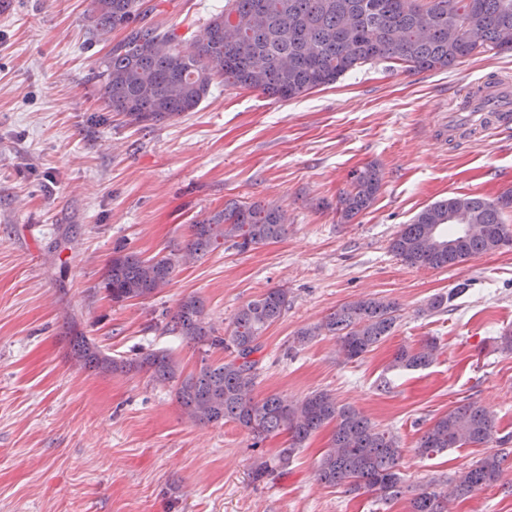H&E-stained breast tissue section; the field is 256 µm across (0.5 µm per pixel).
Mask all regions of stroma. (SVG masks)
Masks as SVG:
<instances>
[{
	"label": "stroma",
	"instance_id": "obj_1",
	"mask_svg": "<svg viewBox=\"0 0 512 512\" xmlns=\"http://www.w3.org/2000/svg\"><path fill=\"white\" fill-rule=\"evenodd\" d=\"M148 24L189 36L224 0H144ZM90 0H10L0 12V512H408L318 482L331 427L314 433L287 470L252 479L256 441L239 425L186 418L176 383L145 373L100 374L72 358L73 331L115 358L165 350L183 374L226 359L163 327L183 296L229 331L237 310L271 288L288 309L262 339L255 398L325 391L403 450L406 485L448 479L485 454L512 452V247L455 267L403 264L392 237L451 195L496 199L512 189V132L443 128L448 101L487 77L512 79V52L488 50L445 70L409 73L376 61L290 100L215 79L194 111L149 127L108 108L93 71L126 33L95 36ZM376 164L372 205L351 222L336 208L352 174ZM274 204L283 237L241 252L232 242L176 268L146 300L112 303L100 283L116 243L142 258L182 248L192 224L225 205ZM455 292L451 310L427 301ZM386 298L392 334L349 361L332 336L294 346L301 328L336 306ZM435 339L430 366L394 370L399 347ZM469 400L497 418L481 447L416 454L433 420ZM452 512H512V456L500 481Z\"/></svg>",
	"mask_w": 512,
	"mask_h": 512
}]
</instances>
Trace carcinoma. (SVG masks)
Here are the masks:
<instances>
[{"mask_svg": "<svg viewBox=\"0 0 512 512\" xmlns=\"http://www.w3.org/2000/svg\"><path fill=\"white\" fill-rule=\"evenodd\" d=\"M401 0H226L224 10L192 33L193 49L171 32L139 26L143 0H91L89 20L100 35L129 30L101 62L95 78L114 112L130 121L153 125L194 111L217 77L293 99L335 84L367 63L394 61L414 71L445 70L488 48L512 52V0H417L409 9ZM382 182L369 165L354 175V189L340 200L337 213L348 222L374 201ZM462 209L476 225L469 234L448 236V211ZM286 214L273 205H233L191 225L184 249L161 258L143 259L118 246L102 278L112 302L147 299L166 288L175 269L233 240L242 252L277 241L285 232ZM512 245V231L496 202L451 196L423 208L393 237L390 250L411 267L443 269ZM461 293L457 289L431 297L426 308L439 312ZM288 309V291L271 288L243 305L225 336L206 322L204 304L183 297L164 326L167 333L198 348L229 351L220 363L203 362L195 374L182 376L170 353L150 350L118 360L89 337H71L79 365L110 374L144 372L159 383L177 382V396L187 417L197 424L233 421L257 438L285 432L288 447L272 459L259 456L253 477L262 481L288 465L297 449L319 429L333 426L330 444L317 466L326 486L344 485L351 493L376 495L388 503L403 493L402 449L395 436L376 429L354 409L339 406L331 394L313 392L287 401L277 394L256 399L258 360L264 332ZM397 306L382 298L345 303L321 323L303 329L296 342L334 336L348 360H357L390 336ZM436 342L416 350H398L393 366L417 369L433 359ZM496 432L495 416L475 402H461L436 418L421 436L416 451L429 456L448 448L479 447ZM509 453H489L453 477V495L464 497L495 484ZM427 483L410 499V512H449L448 498Z\"/></svg>", "mask_w": 512, "mask_h": 512, "instance_id": "1", "label": "carcinoma"}]
</instances>
